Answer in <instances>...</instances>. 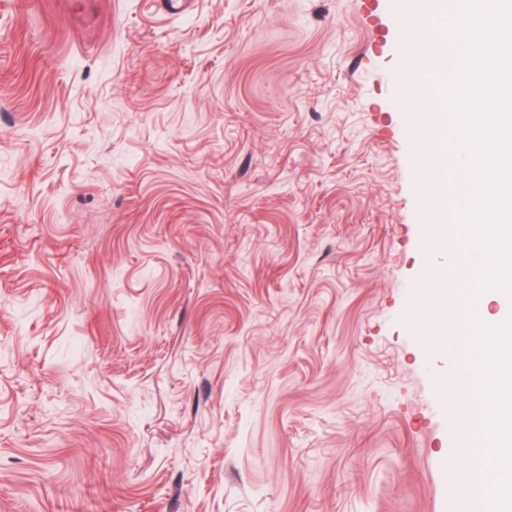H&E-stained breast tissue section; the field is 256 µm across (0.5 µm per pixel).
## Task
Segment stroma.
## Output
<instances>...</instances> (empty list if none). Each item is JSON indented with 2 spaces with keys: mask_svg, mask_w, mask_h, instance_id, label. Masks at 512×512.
<instances>
[{
  "mask_svg": "<svg viewBox=\"0 0 512 512\" xmlns=\"http://www.w3.org/2000/svg\"><path fill=\"white\" fill-rule=\"evenodd\" d=\"M400 36L0 0V512H470Z\"/></svg>",
  "mask_w": 512,
  "mask_h": 512,
  "instance_id": "35a3bbf8",
  "label": "stroma"
}]
</instances>
